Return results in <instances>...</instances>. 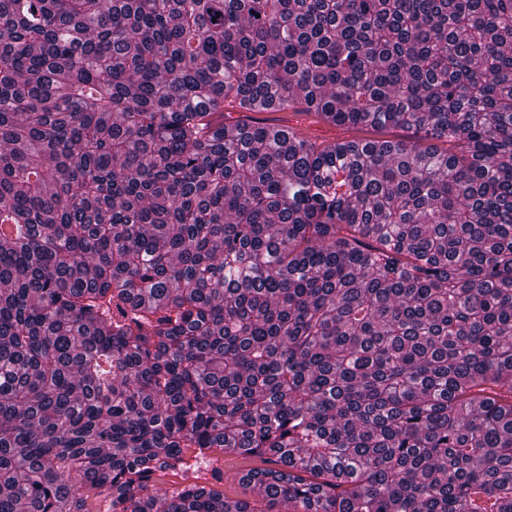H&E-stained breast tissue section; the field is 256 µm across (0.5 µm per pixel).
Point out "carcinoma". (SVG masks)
Listing matches in <instances>:
<instances>
[{
    "label": "carcinoma",
    "mask_w": 512,
    "mask_h": 512,
    "mask_svg": "<svg viewBox=\"0 0 512 512\" xmlns=\"http://www.w3.org/2000/svg\"><path fill=\"white\" fill-rule=\"evenodd\" d=\"M0 224V512H512V0H0ZM196 452L195 448L184 450L186 465L181 468L182 470L155 473L150 482L152 491L171 495L184 488L187 483L193 482L192 484L207 485L221 491L226 500H248L257 510L280 511L279 506L269 507L267 501L252 486L241 480L248 471L267 466L261 459L227 454L220 449H214L210 452L214 462L208 470L203 471L198 469L201 460L196 462ZM189 476L195 480L180 484L181 479Z\"/></svg>",
    "instance_id": "carcinoma-1"
}]
</instances>
